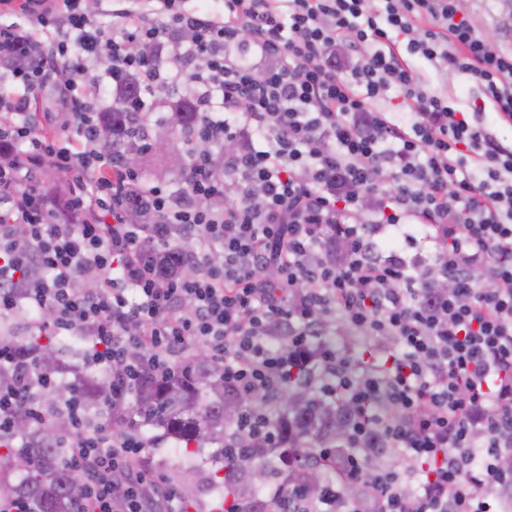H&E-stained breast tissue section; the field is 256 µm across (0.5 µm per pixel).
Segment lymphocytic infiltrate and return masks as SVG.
<instances>
[{"mask_svg":"<svg viewBox=\"0 0 512 512\" xmlns=\"http://www.w3.org/2000/svg\"><path fill=\"white\" fill-rule=\"evenodd\" d=\"M0 14L25 21L0 27V59L29 60L0 68V315L48 311L51 335L91 336L88 364L114 370L111 412L140 374L168 376L175 353L202 347L252 401L232 426L251 438L272 436L267 399L336 313L399 352L379 370L319 349L323 396L354 409L353 440L381 435L425 468L414 493L398 470L373 475L378 512H490L512 478L498 465L512 449V146L482 114L512 125V47L480 35L463 0H152L109 30L80 0H0ZM245 32L268 67L242 60ZM413 56L467 75L479 105H450ZM130 77L148 92L185 86L201 106L182 194L98 149L107 93ZM49 85L62 108L52 138L30 122ZM392 89L406 119L379 104ZM227 141L223 167L210 165ZM45 162L65 193L23 182ZM410 229L432 243L430 262L379 255L376 235ZM181 240L196 244L194 273L160 279L144 245ZM54 385L0 387V438L21 403L46 423ZM66 410L77 512H189L140 469L152 443L139 429L88 428L73 398Z\"/></svg>","mask_w":512,"mask_h":512,"instance_id":"lymphocytic-infiltrate-1","label":"lymphocytic infiltrate"}]
</instances>
